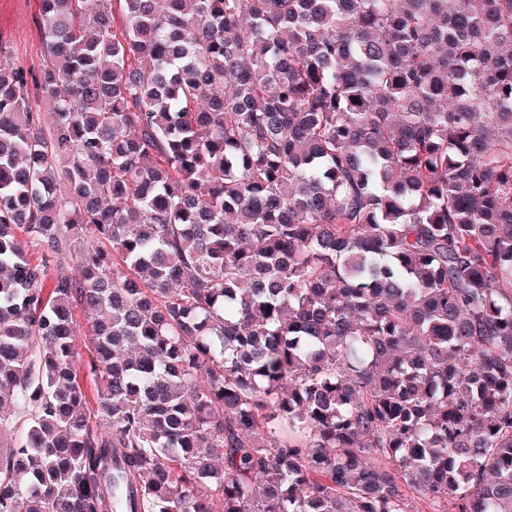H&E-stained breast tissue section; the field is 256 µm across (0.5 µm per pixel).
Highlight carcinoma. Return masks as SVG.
<instances>
[{
  "label": "carcinoma",
  "mask_w": 512,
  "mask_h": 512,
  "mask_svg": "<svg viewBox=\"0 0 512 512\" xmlns=\"http://www.w3.org/2000/svg\"><path fill=\"white\" fill-rule=\"evenodd\" d=\"M37 24L38 69L0 55V512H512V0Z\"/></svg>",
  "instance_id": "cac0c4a2"
}]
</instances>
